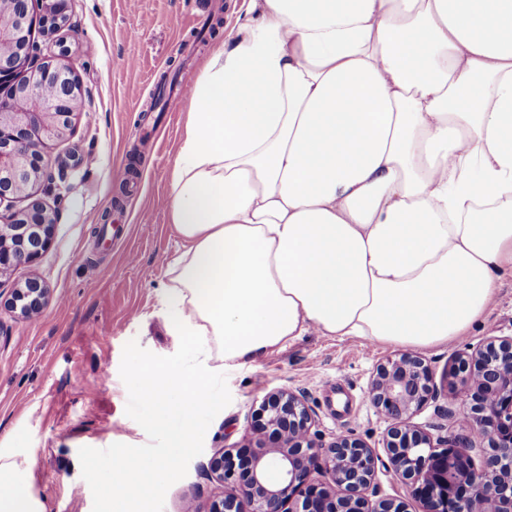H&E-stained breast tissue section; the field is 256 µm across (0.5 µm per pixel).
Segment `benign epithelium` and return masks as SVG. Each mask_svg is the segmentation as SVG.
Returning <instances> with one entry per match:
<instances>
[{
	"mask_svg": "<svg viewBox=\"0 0 512 512\" xmlns=\"http://www.w3.org/2000/svg\"><path fill=\"white\" fill-rule=\"evenodd\" d=\"M9 3L0 12V206H26L0 214V275L35 262L51 245L58 209L44 205L38 194L53 190L47 149L70 133L81 90L74 69L43 59L32 38L38 22L52 30L64 26L71 0H45L39 21L30 15L28 0ZM47 299L48 290L32 279L17 289L10 308L30 317ZM447 376L464 401L454 432L435 445L411 423L434 392L428 366L409 352L377 366L369 397L389 422L386 448L393 470L411 485L421 512H512V336L458 356ZM262 417L277 442L253 452L249 478L223 486L213 512H406L399 500L371 504L365 498L375 474L371 448L349 435L326 447L315 443L301 395L268 393ZM474 435L487 443L479 468L470 455ZM271 463L280 471L274 483L267 477ZM319 471L330 475L331 485L311 482Z\"/></svg>",
	"mask_w": 512,
	"mask_h": 512,
	"instance_id": "obj_1",
	"label": "benign epithelium"
}]
</instances>
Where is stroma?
<instances>
[{
	"label": "stroma",
	"instance_id": "stroma-1",
	"mask_svg": "<svg viewBox=\"0 0 512 512\" xmlns=\"http://www.w3.org/2000/svg\"><path fill=\"white\" fill-rule=\"evenodd\" d=\"M248 0H72L71 23L34 29L54 64L73 67L83 106L70 134L50 146L66 202L48 251L0 276V448L17 451L41 512H209L220 489L209 471L219 450L249 454L269 434L256 429L264 397L286 388L304 395L311 433L327 443L352 434L376 457L369 501L421 505L396 476L385 447L388 424L368 398L377 365L393 346L316 332L239 369L217 373L220 401L158 489L113 502L95 471L100 460L132 467L166 456L170 433L148 424L151 408L135 392V359L184 370L180 337L162 325L161 286L175 255L168 222L171 170L187 121L182 89L200 75L215 39L248 19ZM171 79L166 111L153 110L161 77ZM112 226L111 241L95 235ZM31 279L49 291L43 312L26 319L7 303ZM512 336V277L487 317L467 336L421 356L437 395L414 415L432 439L448 436L443 408L455 402L445 375L454 357Z\"/></svg>",
	"mask_w": 512,
	"mask_h": 512
}]
</instances>
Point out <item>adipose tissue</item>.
Returning <instances> with one entry per match:
<instances>
[{"mask_svg": "<svg viewBox=\"0 0 512 512\" xmlns=\"http://www.w3.org/2000/svg\"><path fill=\"white\" fill-rule=\"evenodd\" d=\"M189 92L161 289L195 373L136 363L151 424L218 403L239 368L314 331L431 349L512 276V0H249ZM175 461L112 472L129 499ZM0 512H37L0 452Z\"/></svg>", "mask_w": 512, "mask_h": 512, "instance_id": "1", "label": "adipose tissue"}]
</instances>
